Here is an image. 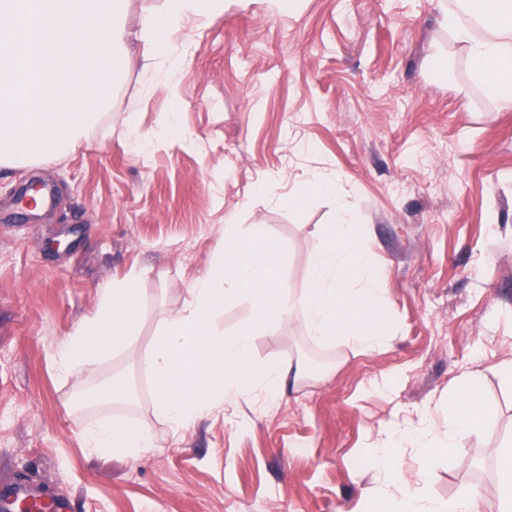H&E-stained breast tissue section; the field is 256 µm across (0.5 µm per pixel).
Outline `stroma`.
<instances>
[{
  "instance_id": "obj_1",
  "label": "stroma",
  "mask_w": 512,
  "mask_h": 512,
  "mask_svg": "<svg viewBox=\"0 0 512 512\" xmlns=\"http://www.w3.org/2000/svg\"><path fill=\"white\" fill-rule=\"evenodd\" d=\"M443 8L301 0L277 15L265 0H227L223 14L183 22L195 49L176 75L130 62L68 157L0 168V483L29 482L74 512H369L371 495L400 488L355 458L391 423L442 424L473 379L484 425L457 458H436L427 492L476 485L496 503L493 450L512 439V104L474 79ZM171 112L192 146L156 139ZM323 169L336 196L309 184ZM34 178L54 196L24 216L18 189ZM340 196L356 202L385 271L384 344L317 342L298 321L263 333L254 362H300L305 378L271 406L228 402L172 432L139 360L160 311L180 309L208 272L225 217L261 225L279 279L300 289ZM141 269L133 350L61 377L56 353L94 315L99 288ZM115 374L132 381L134 405L64 408ZM99 416L138 419L155 448L90 453L79 431Z\"/></svg>"
}]
</instances>
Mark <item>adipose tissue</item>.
Instances as JSON below:
<instances>
[{
    "instance_id": "adipose-tissue-1",
    "label": "adipose tissue",
    "mask_w": 512,
    "mask_h": 512,
    "mask_svg": "<svg viewBox=\"0 0 512 512\" xmlns=\"http://www.w3.org/2000/svg\"><path fill=\"white\" fill-rule=\"evenodd\" d=\"M443 23L467 52L473 76L512 102V0H456ZM130 0H0V167L28 166L73 150L112 100L130 57L145 73L165 77L180 69L191 44L181 38L184 19L206 20L224 10V0H164L141 17L136 33L126 30ZM134 272L98 292L95 315L80 322L60 346L62 377L95 371L113 351L136 340L143 315ZM484 407L477 383L464 402L448 404L437 442L455 451L477 432ZM84 447L100 454L137 456L155 445L142 423L96 420L81 430ZM423 448L422 434L394 426L370 456L380 477L401 487L382 512H482L483 495L466 486L445 500L425 498L424 479L409 480L395 451Z\"/></svg>"
}]
</instances>
